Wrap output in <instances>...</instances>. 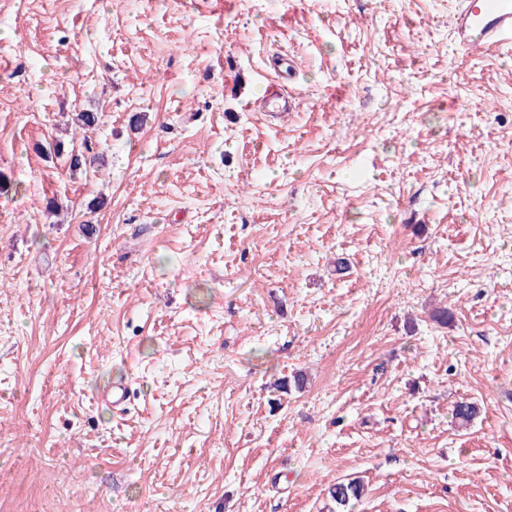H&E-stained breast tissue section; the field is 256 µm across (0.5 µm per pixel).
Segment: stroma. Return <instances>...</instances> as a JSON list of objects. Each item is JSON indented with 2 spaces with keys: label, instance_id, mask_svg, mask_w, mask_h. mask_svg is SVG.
Returning a JSON list of instances; mask_svg holds the SVG:
<instances>
[{
  "label": "stroma",
  "instance_id": "stroma-1",
  "mask_svg": "<svg viewBox=\"0 0 512 512\" xmlns=\"http://www.w3.org/2000/svg\"><path fill=\"white\" fill-rule=\"evenodd\" d=\"M452 9L0 0V512H333L352 479L348 512H512V47L465 54ZM331 499L335 502L336 507L343 509L347 507L351 500H359L364 494V485L357 482L336 483L329 491Z\"/></svg>",
  "mask_w": 512,
  "mask_h": 512
}]
</instances>
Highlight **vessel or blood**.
<instances>
[{
    "mask_svg": "<svg viewBox=\"0 0 512 512\" xmlns=\"http://www.w3.org/2000/svg\"><path fill=\"white\" fill-rule=\"evenodd\" d=\"M451 30L462 50L491 54L512 44V0H457Z\"/></svg>",
    "mask_w": 512,
    "mask_h": 512,
    "instance_id": "b4317fda",
    "label": "vessel or blood"
}]
</instances>
